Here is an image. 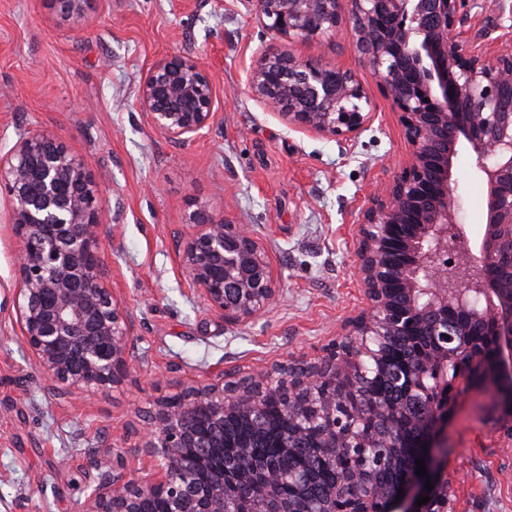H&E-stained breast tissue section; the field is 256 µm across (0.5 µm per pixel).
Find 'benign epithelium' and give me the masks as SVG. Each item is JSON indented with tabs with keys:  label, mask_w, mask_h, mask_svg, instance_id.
I'll list each match as a JSON object with an SVG mask.
<instances>
[{
	"label": "benign epithelium",
	"mask_w": 512,
	"mask_h": 512,
	"mask_svg": "<svg viewBox=\"0 0 512 512\" xmlns=\"http://www.w3.org/2000/svg\"><path fill=\"white\" fill-rule=\"evenodd\" d=\"M464 4L255 0L266 28L288 42L332 37L348 17L358 51L399 114L407 159L371 195L358 225L356 275L366 305L317 358L175 385L143 412L138 442L116 453L148 458V473L87 452L98 476L82 512H142L154 497L169 512H455L444 415L479 390L496 430L512 439V38L460 44ZM248 90L288 126L324 136L355 138L374 118L354 72L283 46L257 53ZM139 100L155 130L181 142L215 116L209 75L180 57L148 68ZM463 141L486 188L477 255L458 223L452 186ZM0 192L20 241L15 314L27 350L59 396L117 385L128 372L131 322L107 282L87 164L56 137L21 130L0 155ZM179 256L190 286L226 320L259 318L279 293L251 229L204 206L190 214ZM413 335L428 337V347L409 369L390 359L388 344ZM359 382H384L400 398L336 416L344 391ZM271 397L282 400L291 437L320 439L321 466L336 469L331 483L318 485L312 470L262 459L247 445L224 448L228 425L261 419ZM411 425L421 433L424 476L396 458ZM379 446L389 458L378 469L336 464L347 448ZM285 485L294 495L282 494ZM421 496L430 500L418 507Z\"/></svg>",
	"instance_id": "benign-epithelium-1"
}]
</instances>
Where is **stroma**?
<instances>
[{"label":"stroma","mask_w":512,"mask_h":512,"mask_svg":"<svg viewBox=\"0 0 512 512\" xmlns=\"http://www.w3.org/2000/svg\"><path fill=\"white\" fill-rule=\"evenodd\" d=\"M0 0V154L18 129L45 131L84 159L105 224L101 259L134 323L124 380L55 396L16 322L10 203L0 194V512H80L93 482L88 449L133 446L130 424L177 381L259 371L310 358L365 305L357 280V218L408 153L398 114L355 47L351 28L293 41L302 58L352 70L375 114L354 140L288 126L248 91L257 51L275 43L251 0ZM461 44L512 35V0H479ZM195 62L211 77L215 121L176 143L139 101L150 65ZM459 222L471 248L485 232L482 174L467 144L453 160ZM205 205L249 225L280 293L257 320L233 323L180 271L186 218ZM450 495L457 512H512V440L496 432L476 393L448 417Z\"/></svg>","instance_id":"1"}]
</instances>
